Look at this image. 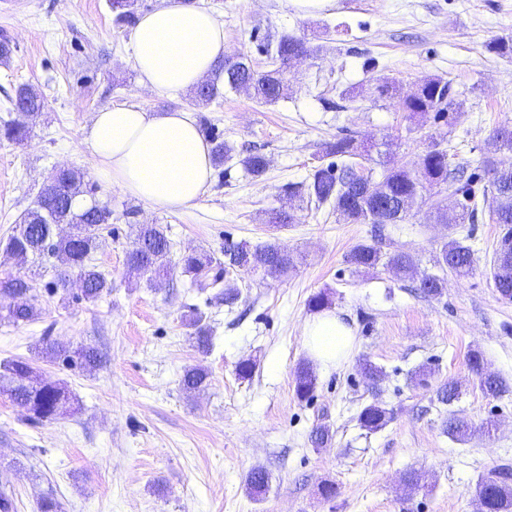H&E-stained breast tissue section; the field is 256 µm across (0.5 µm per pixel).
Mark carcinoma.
<instances>
[{
    "label": "carcinoma",
    "instance_id": "1",
    "mask_svg": "<svg viewBox=\"0 0 512 512\" xmlns=\"http://www.w3.org/2000/svg\"><path fill=\"white\" fill-rule=\"evenodd\" d=\"M112 9L117 20L129 21L134 17L135 0H112ZM266 54L271 59V68L259 70L241 57L234 62H221L218 70L224 74V88L238 91L246 83L250 95L260 104H273L283 97L284 74L289 62L310 55V49L302 38L282 35L268 43ZM219 97V88L213 83L199 85L194 90L192 105H209ZM12 107H20L35 123L45 108V99L30 85H22L9 97ZM454 98L449 82L438 77H425L419 82V93L413 98L401 100V107L412 115L435 112L442 116L453 110ZM28 134V126L12 121L0 123V138L15 144L22 143ZM214 164L220 166L234 159L232 148L216 139H211ZM326 154L344 159L341 167L333 165L319 167L308 181L297 185L291 194L301 202L320 208L330 207L336 218L346 224H401L414 208L428 202L436 219L449 224L475 223L478 214L488 212L489 219L500 225L502 235L494 252L491 279L500 299L512 301V167L494 163L484 166L488 186L482 195H477L471 177L464 168L451 165L448 150L438 148L425 151L411 162L385 167L378 179H372L373 189L357 186L352 181L351 171L356 156L353 141L339 139L329 145ZM239 165L253 177L261 176L268 161L260 153H252L238 160ZM85 173L77 168L55 171L43 185L33 207L20 217L13 231L0 239V248L10 254L18 270L0 273V297H8L11 304L0 307V321L14 325L34 321L41 314L38 307L34 283L22 269L31 260L54 259L52 269L56 288H61L72 276L85 283L82 297L94 302L112 290V281L92 264V256L102 243V225L108 223L109 213L96 204L84 208L76 205L78 196L84 193ZM440 187L452 190L459 197V210L448 216V207L427 196L428 188ZM60 224H68L67 235L56 233ZM170 240L160 224H141L138 227L132 248L127 252L126 265L129 271L160 282L171 275L169 253ZM348 262L357 268L375 269L383 266L394 274L406 276L415 270L416 262L408 253H384L376 244H359L348 255ZM474 263L472 249L463 242L451 238L443 246L440 260L441 270H449L458 276H466ZM293 254L286 248L269 243L250 248L246 244H228L224 247V259L220 260L205 252L190 251L182 255L179 269L189 279L190 287L205 292L214 291V297L228 306L239 299L238 282L260 273L264 277L279 278L295 269ZM420 292L429 298L442 296L445 278L437 274H424L419 279ZM203 313L195 310L189 315V325L196 330V348L206 354L212 346L208 329L201 325ZM40 353L61 359L69 366L86 371L96 370L102 362L100 352L91 346H79L70 351L43 337ZM470 370L479 378L484 394L497 397L508 391L507 382L500 376L485 370L483 357L474 353L468 359ZM208 372L200 366L184 370L182 387L187 392H200L207 388ZM317 386V376L310 363L302 364L295 377L297 398H310ZM0 392L27 414L34 423L57 420L74 414L78 410L68 389L58 381L48 380L36 373L33 363L27 358H15L0 367ZM392 419L389 409L378 402L365 405L358 413L357 421L369 433L383 429ZM448 436L456 441L466 440L471 433L470 423L464 419L450 418L446 422ZM268 474L261 468L253 469L248 477L252 493L263 494L268 487ZM476 498L481 504L480 512H512V472L505 468L495 469L483 477L476 488Z\"/></svg>",
    "mask_w": 512,
    "mask_h": 512
}]
</instances>
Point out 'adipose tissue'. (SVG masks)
I'll use <instances>...</instances> for the list:
<instances>
[{"label": "adipose tissue", "instance_id": "adipose-tissue-1", "mask_svg": "<svg viewBox=\"0 0 512 512\" xmlns=\"http://www.w3.org/2000/svg\"><path fill=\"white\" fill-rule=\"evenodd\" d=\"M224 55L223 24L188 0H164L141 14L133 30L131 56L139 83L154 93H181L217 79L216 65ZM85 143L100 182L155 210L188 206L212 181L210 146L183 111L107 108L95 113ZM303 339L325 371L345 361L354 347L351 328L328 310L305 323Z\"/></svg>", "mask_w": 512, "mask_h": 512}]
</instances>
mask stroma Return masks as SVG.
Listing matches in <instances>:
<instances>
[{"instance_id": "35a3bbf8", "label": "stroma", "mask_w": 512, "mask_h": 512, "mask_svg": "<svg viewBox=\"0 0 512 512\" xmlns=\"http://www.w3.org/2000/svg\"><path fill=\"white\" fill-rule=\"evenodd\" d=\"M195 2L223 23L227 53L256 68L268 65V41L283 34L309 40L313 55L292 64L277 103L227 91L194 108L188 94L141 88L129 52L133 27L116 23L110 0H0V40L12 47L0 64V120L16 119L5 95L19 85L34 86L46 102L24 144L0 140V237L52 170L72 164L86 174L85 200L111 213L93 258L112 282L111 293L92 303L71 287L63 306L51 291L50 261L28 267L42 314L19 326L0 322V362L33 359L43 377L65 382L80 410L34 424L0 394V491L13 496L14 512H38L46 495L62 512H477L478 480L512 466V392L485 396L468 367L471 353H480L489 371L512 383V302L499 298L490 275L498 225L446 226L424 207L408 223L387 225L378 242L371 225L298 208L288 189L330 163L327 145L344 137L377 175L390 161L415 160L434 140L478 174L481 187L483 158L512 165V154L490 139L496 128L512 129V58L487 48L512 37V0H334L310 14L286 0ZM426 76L451 82L458 106L448 119H413L396 101L369 93L389 78L406 96ZM121 105L191 111L203 135H219L236 159L215 168L197 201L153 210L93 174L86 131L95 112ZM255 150L269 160L259 178L238 163ZM291 208L296 223L268 224L271 210ZM140 224L165 227L174 263L194 249L223 257L228 241H276L307 261L277 281H245L229 307L207 301L176 273L157 287L129 275L125 255ZM452 237L473 250V269L462 278L447 274L438 299L419 294L416 279L347 261L356 245L376 242L383 252L412 254L419 271L432 273ZM323 288L355 343L341 366L318 372L313 397L302 401L295 370L310 359L307 301ZM191 306L211 330L205 356L184 321ZM46 336L69 348L97 347L105 360L88 372L39 357ZM245 358L256 363L248 380L236 374ZM366 359L385 373L378 387L360 371ZM198 364L210 372L208 388L183 391L184 370ZM451 380L461 394L448 406L437 390ZM373 402L394 416L369 433L357 415ZM452 413L472 422L467 441L444 433ZM489 420L487 435L481 426ZM319 423L333 434L323 448L310 441ZM257 467L270 474L258 500L247 490ZM412 471L423 485L411 491L405 479ZM326 482L335 483V497L322 496Z\"/></svg>"}]
</instances>
